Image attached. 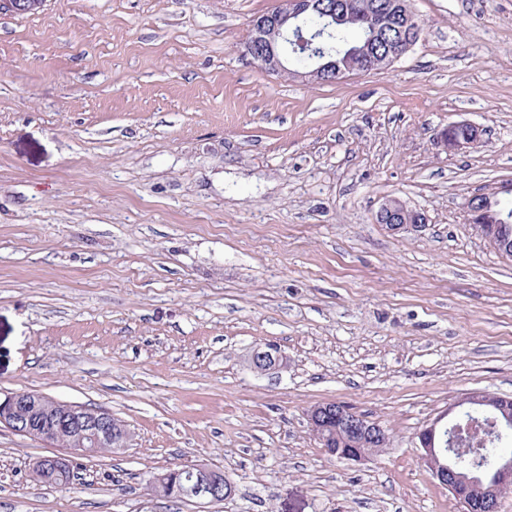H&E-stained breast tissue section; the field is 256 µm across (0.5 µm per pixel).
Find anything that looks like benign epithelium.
<instances>
[{
	"label": "benign epithelium",
	"instance_id": "benign-epithelium-1",
	"mask_svg": "<svg viewBox=\"0 0 512 512\" xmlns=\"http://www.w3.org/2000/svg\"><path fill=\"white\" fill-rule=\"evenodd\" d=\"M44 0H0V11L17 14L39 10ZM311 13L336 18V5L326 0H279L277 10L252 21V35L245 44V53L258 60L264 69L307 83H322L327 76H343L354 71H340L324 62L323 49H315L316 62L303 70L288 69V56L284 50L286 41L300 47L309 38L301 21ZM462 128L468 136L459 139L453 131ZM481 130L469 122H454L444 129L440 142L448 150H458L480 141ZM470 221L476 233L500 252L512 251V239L504 233V227L512 225V212H490L474 199L469 207ZM376 223L391 234H399L409 228H421L426 224L423 212L412 209L398 198H388L375 214ZM250 367L257 373H267L282 365V356L275 348L253 349ZM471 405L493 413L504 425L512 424V399L486 392H470L465 395ZM308 421L322 448L331 456L350 462H362L377 454L387 442L385 430L377 423L335 401L313 406ZM477 423L473 417L464 422H442L438 418L418 434L422 459L433 477L460 504L462 512H499L500 498L504 490L512 487V457L504 456L495 461L489 471L479 473L478 465L484 460L477 456L467 466L460 464L462 454L453 447L462 428L471 429ZM0 426L12 432L59 446L68 453L36 460L31 477L42 484L54 485L58 474L70 466L69 455L88 456L103 449L127 447L130 433L123 431L112 414L75 403L59 401L43 394L19 391L0 399ZM448 433L450 449L441 447L443 433ZM190 475V492L200 500L230 499L236 486L222 473L201 464L185 467Z\"/></svg>",
	"mask_w": 512,
	"mask_h": 512
}]
</instances>
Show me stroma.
Segmentation results:
<instances>
[{
	"label": "stroma",
	"mask_w": 512,
	"mask_h": 512,
	"mask_svg": "<svg viewBox=\"0 0 512 512\" xmlns=\"http://www.w3.org/2000/svg\"><path fill=\"white\" fill-rule=\"evenodd\" d=\"M279 0H45L0 11V397L102 408L127 448L33 481L57 447L0 427V512H460L418 432L512 397V257L467 200L512 183V0H411L390 68L287 80L242 52ZM467 121L479 143L446 150ZM425 227L375 222L384 200ZM271 345L284 369L255 373ZM379 423L328 455L308 410ZM221 468L224 502L149 480ZM462 128L466 129L468 136L462 140L453 135V131ZM482 130L469 122H454L444 129L440 136V142L447 150H458L467 145H474L480 141ZM375 221L391 234H399L408 228H422L427 223L423 212L408 207L398 198L386 199L377 210ZM472 406L492 412L503 425L511 428L512 422V399L508 397L495 396L486 392H470L463 397ZM308 421L325 452L350 462L377 454L388 439L379 424L335 401L313 406ZM342 444L354 448H339Z\"/></svg>",
	"instance_id": "stroma-1"
}]
</instances>
